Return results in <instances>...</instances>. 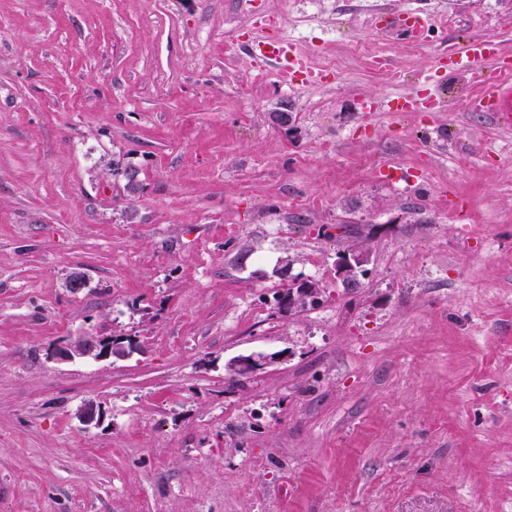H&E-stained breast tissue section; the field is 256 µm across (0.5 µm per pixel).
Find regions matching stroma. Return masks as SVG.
Wrapping results in <instances>:
<instances>
[{
	"label": "stroma",
	"mask_w": 512,
	"mask_h": 512,
	"mask_svg": "<svg viewBox=\"0 0 512 512\" xmlns=\"http://www.w3.org/2000/svg\"><path fill=\"white\" fill-rule=\"evenodd\" d=\"M240 1L0 0V512H512V131L430 108L460 32L414 46L345 16L337 38L398 79L349 59L293 90L255 76L249 18L305 21L313 55L319 19ZM447 6L492 8L391 0ZM359 244L350 290L334 262ZM283 266L320 305L273 314ZM85 332L135 349L47 359ZM369 253L365 249H351L336 255V278L345 285H354L368 274ZM278 354H268V353H256L245 356H237L231 359L226 364V369L230 374H233L237 371L244 370L243 372H238L234 375L243 376L247 374V370L253 372L260 369H263L265 366L270 365L276 362L279 358Z\"/></svg>",
	"instance_id": "stroma-1"
}]
</instances>
